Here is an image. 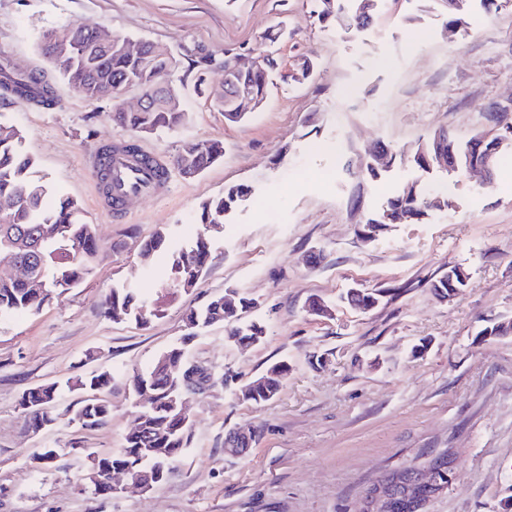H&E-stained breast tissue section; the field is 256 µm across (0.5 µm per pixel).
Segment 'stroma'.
Instances as JSON below:
<instances>
[{
  "label": "stroma",
  "mask_w": 512,
  "mask_h": 512,
  "mask_svg": "<svg viewBox=\"0 0 512 512\" xmlns=\"http://www.w3.org/2000/svg\"><path fill=\"white\" fill-rule=\"evenodd\" d=\"M314 0H0V58L42 72L55 103L0 101V122L24 136L36 175L76 200L101 251L92 272L34 314L0 316V512H360L367 490L390 470L451 454L452 480L426 512H512V335L483 336L512 320V148L491 178L420 170L400 152L444 130L467 141L488 127L486 110L512 112V0L487 10L474 0L466 25L448 37L445 0H381L363 29L322 24ZM84 23L177 56L185 122L137 135L112 122L136 108L138 88L91 101L42 55L43 34ZM283 27L279 62L262 105L225 121L211 95L224 82L225 53L250 54ZM214 57L190 68L185 49ZM312 59L311 79L295 81ZM205 94H196L195 83ZM187 138L222 142L224 158L191 180L170 162ZM136 144L168 164L155 196L105 204L94 162L103 145ZM397 158L379 178L348 176L375 143ZM415 182L447 207L366 238V218ZM234 185L250 194L210 237L196 286L170 288L165 255L150 264L140 244L165 229L170 249L201 229L202 202ZM465 288L440 299L449 268ZM131 287L162 313L148 325L103 313L111 289ZM353 289H378L358 310ZM254 301L246 319L265 327L247 347L223 326L198 329L188 356L208 368L193 395L182 462L149 492L133 484L101 495L86 455L119 448L134 427L133 377L180 344L193 309L228 291ZM331 307L319 317L314 301ZM286 363L278 394L257 404L240 390ZM107 371L108 424L84 429L71 417L81 392L66 383ZM57 383V421L33 433L19 407L28 388ZM243 432L249 444L232 450ZM58 456L38 464V448Z\"/></svg>",
  "instance_id": "obj_1"
}]
</instances>
